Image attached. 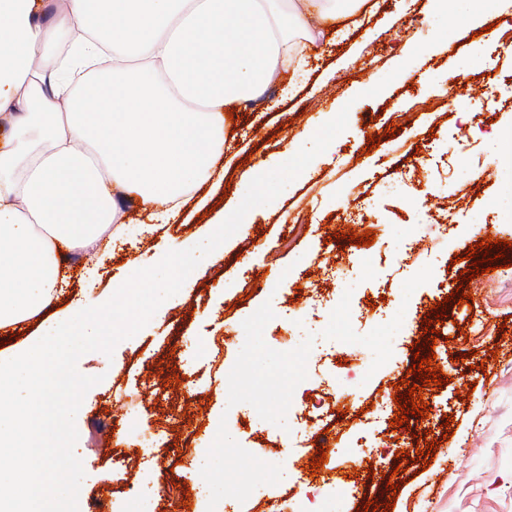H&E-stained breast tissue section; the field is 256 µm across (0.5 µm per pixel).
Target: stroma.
<instances>
[{
	"label": "stroma",
	"instance_id": "1",
	"mask_svg": "<svg viewBox=\"0 0 512 512\" xmlns=\"http://www.w3.org/2000/svg\"><path fill=\"white\" fill-rule=\"evenodd\" d=\"M370 0L366 21L342 22L339 42L313 48L293 77H277L227 122L223 178L201 187L177 223H144L139 203L126 211L129 239L114 244L105 278H126L154 265L163 246L211 230L230 199H243L254 166L275 168L295 155L324 112L348 108V126L271 204L224 244L217 264L201 261L190 285L163 304L112 356L84 354L81 374L102 371L76 416L75 453L85 471L78 506L89 512H185L186 498L209 489L215 512H270L289 497L298 512H364L367 500L395 498L393 512H512L511 265L471 283L488 329L464 335L472 308L453 304L436 322V364L446 386L424 388L430 412L371 433L373 452L312 482L303 461L318 454L319 418L353 387L357 399L337 423L340 446L352 448L362 409L392 400L393 385L414 364L422 321L471 269L469 245L490 236L512 243V216L490 157L496 135L512 129V49L501 36L512 10L491 8L464 33L434 42L435 19L419 22L420 5ZM430 42L411 57L409 43ZM463 86L459 105L447 91ZM400 134L385 136L387 124ZM379 146H371V138ZM301 224L289 238L291 224ZM353 227L375 233L372 245L337 240ZM408 246L423 261L393 259L387 246ZM297 330L286 338V330ZM452 418L444 427V418ZM222 421L235 450L225 454L213 430ZM126 436L128 453L144 432L158 441L149 457L118 466L102 450L105 429ZM437 444L426 470L408 464L411 481L389 494L386 476L398 450L417 439ZM205 454L198 482L185 440ZM287 468H280V461ZM172 485L171 497L144 501L141 480Z\"/></svg>",
	"mask_w": 512,
	"mask_h": 512
}]
</instances>
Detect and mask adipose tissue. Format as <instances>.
Here are the masks:
<instances>
[{"instance_id":"obj_1","label":"adipose tissue","mask_w":512,"mask_h":512,"mask_svg":"<svg viewBox=\"0 0 512 512\" xmlns=\"http://www.w3.org/2000/svg\"><path fill=\"white\" fill-rule=\"evenodd\" d=\"M36 0H0V329L50 309L68 256L99 263L128 232L121 199L175 220L224 153V114L306 63L364 0H60L33 23ZM78 33L70 71L60 42ZM87 291L55 332L0 357V512H58L50 429L79 403L47 413L51 371L102 335L112 297Z\"/></svg>"}]
</instances>
